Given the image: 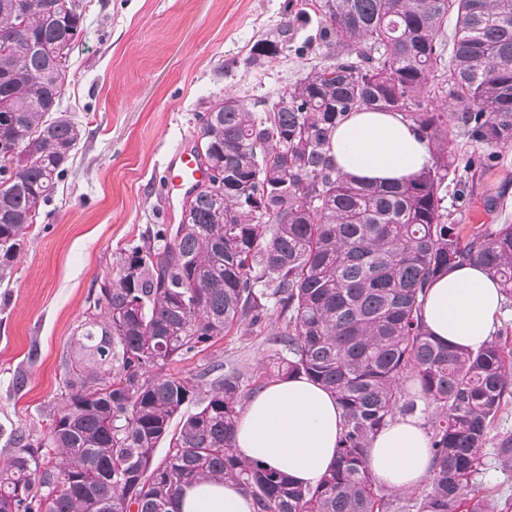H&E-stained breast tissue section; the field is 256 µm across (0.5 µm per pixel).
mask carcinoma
Segmentation results:
<instances>
[{"label": "carcinoma", "mask_w": 512, "mask_h": 512, "mask_svg": "<svg viewBox=\"0 0 512 512\" xmlns=\"http://www.w3.org/2000/svg\"><path fill=\"white\" fill-rule=\"evenodd\" d=\"M455 18L448 37V17ZM315 34L294 47L298 24ZM71 0H0V282L55 194L82 139L59 111L67 51L81 32ZM449 56H444L447 41ZM65 52L52 62L43 48ZM314 51L320 61L270 106L234 96L200 116L197 159L219 183L196 185L178 224H159L97 280L40 441L19 431L0 462V512H172L183 487L232 481L254 512H495L474 481L491 456L512 472V344L445 345L427 331V286L481 266L512 305V224L462 239L448 223V116L474 136L512 139V0H302L249 61ZM398 112L431 159L402 183L336 169L332 137L351 113ZM283 325L288 356L208 389L163 368L217 340ZM304 375L339 404L336 462L314 487L234 448L247 386ZM430 414V478L384 493L372 438L417 398ZM168 444L164 459L156 450Z\"/></svg>", "instance_id": "1"}]
</instances>
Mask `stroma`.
Returning <instances> with one entry per match:
<instances>
[{
	"instance_id": "1",
	"label": "stroma",
	"mask_w": 512,
	"mask_h": 512,
	"mask_svg": "<svg viewBox=\"0 0 512 512\" xmlns=\"http://www.w3.org/2000/svg\"><path fill=\"white\" fill-rule=\"evenodd\" d=\"M81 2L60 108L83 138L10 281L0 284V459L12 451V432L42 435L97 279L153 225L180 222L183 197L166 167L175 149H191L200 114L227 95L276 100L316 62L310 52L259 68L248 62L287 0ZM461 113L448 110L457 158L444 201L449 221L467 233L512 224V140L487 149ZM280 325L271 316L265 334L224 337L167 370L252 372L278 353L269 336Z\"/></svg>"
}]
</instances>
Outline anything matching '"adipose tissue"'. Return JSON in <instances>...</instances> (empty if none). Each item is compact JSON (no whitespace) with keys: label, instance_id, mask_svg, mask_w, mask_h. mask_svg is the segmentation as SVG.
<instances>
[{"label":"adipose tissue","instance_id":"adipose-tissue-1","mask_svg":"<svg viewBox=\"0 0 512 512\" xmlns=\"http://www.w3.org/2000/svg\"><path fill=\"white\" fill-rule=\"evenodd\" d=\"M332 154L341 173L378 183L405 181L430 161L417 128L396 112L351 114L333 135ZM502 305L496 282L481 268L464 266L429 285L423 319L443 343L476 349L494 334ZM341 430L335 397L296 376L251 395L237 422L235 447L243 457L313 486L330 469ZM368 463L377 480L396 491L423 481L431 454L422 423L393 420L372 440ZM173 512H253V505L234 483H192L175 501Z\"/></svg>","mask_w":512,"mask_h":512}]
</instances>
